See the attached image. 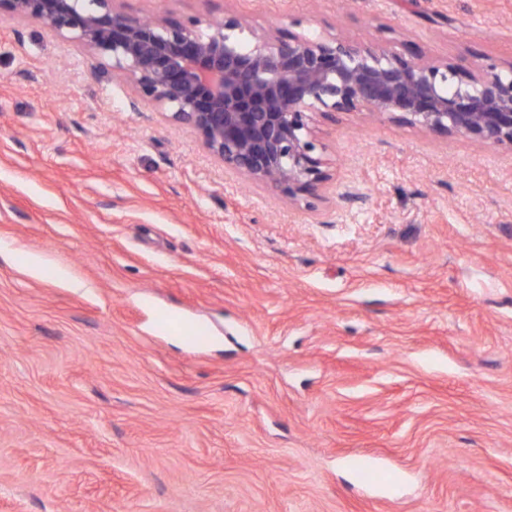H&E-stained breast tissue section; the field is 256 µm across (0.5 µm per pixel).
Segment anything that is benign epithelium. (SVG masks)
Returning a JSON list of instances; mask_svg holds the SVG:
<instances>
[{
	"label": "benign epithelium",
	"mask_w": 512,
	"mask_h": 512,
	"mask_svg": "<svg viewBox=\"0 0 512 512\" xmlns=\"http://www.w3.org/2000/svg\"><path fill=\"white\" fill-rule=\"evenodd\" d=\"M121 0H0L79 42L92 76L120 77L203 149L290 202L324 200L330 180L316 117L366 112L512 151V61L463 71L333 32L249 30L238 15L202 22L136 17Z\"/></svg>",
	"instance_id": "7a95c632"
}]
</instances>
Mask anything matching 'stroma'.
I'll return each mask as SVG.
<instances>
[{
  "label": "stroma",
  "instance_id": "1",
  "mask_svg": "<svg viewBox=\"0 0 512 512\" xmlns=\"http://www.w3.org/2000/svg\"><path fill=\"white\" fill-rule=\"evenodd\" d=\"M122 6L512 61V0ZM319 128L309 209L0 18V512H512V152Z\"/></svg>",
  "mask_w": 512,
  "mask_h": 512
}]
</instances>
